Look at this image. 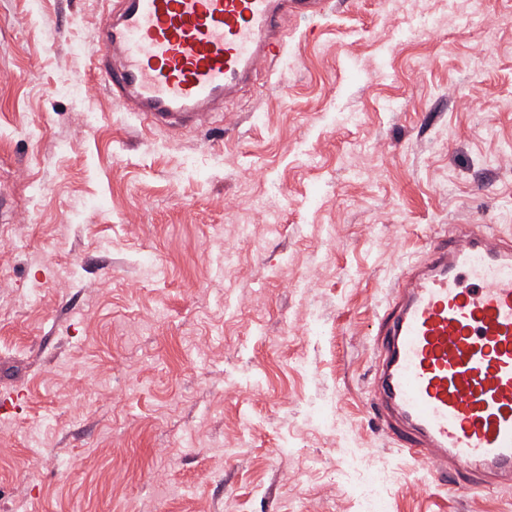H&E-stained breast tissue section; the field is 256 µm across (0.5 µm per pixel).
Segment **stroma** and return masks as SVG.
I'll list each match as a JSON object with an SVG mask.
<instances>
[{
	"label": "stroma",
	"mask_w": 512,
	"mask_h": 512,
	"mask_svg": "<svg viewBox=\"0 0 512 512\" xmlns=\"http://www.w3.org/2000/svg\"><path fill=\"white\" fill-rule=\"evenodd\" d=\"M325 0L223 111L94 76L102 0H0V512H512L371 404L456 225L512 238V0ZM391 482L385 471H377L362 485L360 492V512H378L382 490Z\"/></svg>",
	"instance_id": "stroma-1"
}]
</instances>
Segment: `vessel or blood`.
<instances>
[{
  "mask_svg": "<svg viewBox=\"0 0 512 512\" xmlns=\"http://www.w3.org/2000/svg\"><path fill=\"white\" fill-rule=\"evenodd\" d=\"M311 0H112L95 75L154 126L222 111ZM371 405L433 479L512 484V240L460 227L411 268L378 324Z\"/></svg>",
  "mask_w": 512,
  "mask_h": 512,
  "instance_id": "vessel-or-blood-1",
  "label": "vessel or blood"
}]
</instances>
